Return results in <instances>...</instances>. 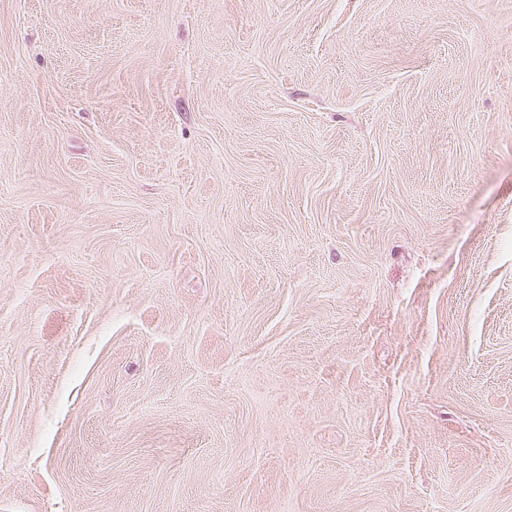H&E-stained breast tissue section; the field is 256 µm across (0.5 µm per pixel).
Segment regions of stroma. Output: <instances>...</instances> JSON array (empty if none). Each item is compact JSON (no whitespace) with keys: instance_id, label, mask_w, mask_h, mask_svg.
<instances>
[{"instance_id":"obj_1","label":"stroma","mask_w":512,"mask_h":512,"mask_svg":"<svg viewBox=\"0 0 512 512\" xmlns=\"http://www.w3.org/2000/svg\"><path fill=\"white\" fill-rule=\"evenodd\" d=\"M0 512H512V0H0Z\"/></svg>"}]
</instances>
